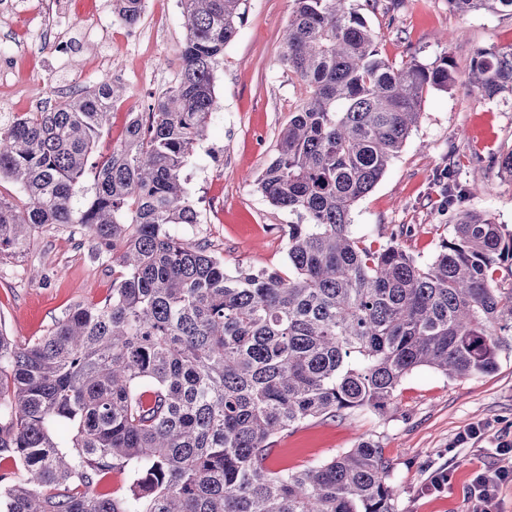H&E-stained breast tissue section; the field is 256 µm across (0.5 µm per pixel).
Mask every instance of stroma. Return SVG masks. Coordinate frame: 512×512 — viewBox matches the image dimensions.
<instances>
[{
    "label": "stroma",
    "mask_w": 512,
    "mask_h": 512,
    "mask_svg": "<svg viewBox=\"0 0 512 512\" xmlns=\"http://www.w3.org/2000/svg\"><path fill=\"white\" fill-rule=\"evenodd\" d=\"M8 2L0 8V48L15 55L0 81V113L20 116L104 76L119 77L126 92L98 145L104 153L122 138L128 113L143 111L149 96L178 78L185 39L179 0H146L134 40L113 14L112 0H53L74 17L99 8L108 33L104 41L74 34L65 57L31 47L24 36L23 16L35 0ZM293 8V0H248L238 34L216 68L219 114L184 168L198 221L170 227L183 240L207 245L231 274L288 268L285 230L293 217L271 206L256 183L303 97L282 61L281 36ZM364 15L382 57L430 63L449 51L455 82L424 94L421 118L402 150L353 206L352 236L377 249L388 243L390 229L410 224L414 233L403 239V248L418 262H431L453 230L437 182L452 151L460 160L459 182L482 179L481 190L462 196L457 210L489 215L512 229V180L499 174L493 157L477 155L466 134L473 115L489 110L498 147L512 145V97L487 100L468 86L474 50L512 45V13L460 14L449 10L448 0H375ZM111 291L112 263L96 258L87 230L47 225L23 253L0 256V328L28 343L48 334L74 305L99 303ZM477 424L486 428L485 437L457 444L459 434ZM501 436L512 439V352L500 355L495 370L464 379L416 369L401 380L386 414L362 409L307 420L279 437L265 465L303 470L371 438L390 465L395 512H473L472 474L497 464ZM443 468L451 475L447 488L427 493L429 474Z\"/></svg>",
    "instance_id": "stroma-1"
}]
</instances>
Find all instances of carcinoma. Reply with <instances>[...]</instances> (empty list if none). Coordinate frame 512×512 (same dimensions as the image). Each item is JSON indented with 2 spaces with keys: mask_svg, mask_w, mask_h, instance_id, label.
I'll list each match as a JSON object with an SVG mask.
<instances>
[{
  "mask_svg": "<svg viewBox=\"0 0 512 512\" xmlns=\"http://www.w3.org/2000/svg\"><path fill=\"white\" fill-rule=\"evenodd\" d=\"M282 58L305 98L282 128L257 190L296 216L288 274L239 269L169 232L195 224L182 170L219 108L215 66L247 0H180L185 40L174 85L129 113L122 139L94 147L125 93L112 76L67 100L0 119V255L31 231L81 224L112 258V292L77 304L20 345L0 330V512H394L382 448L365 439L296 472L264 465L303 421L388 409L420 367L449 378L495 369L512 351V230L456 212L428 264L399 243L350 236L372 190L421 116L430 88L455 81L453 58L396 64L375 48L355 0H293ZM455 12L510 11L512 0H448ZM144 0H112L125 25ZM471 90L512 96V45L478 48ZM455 152L442 174L461 191ZM114 473L119 496L97 492Z\"/></svg>",
  "mask_w": 512,
  "mask_h": 512,
  "instance_id": "cac0c4a2",
  "label": "carcinoma"
}]
</instances>
